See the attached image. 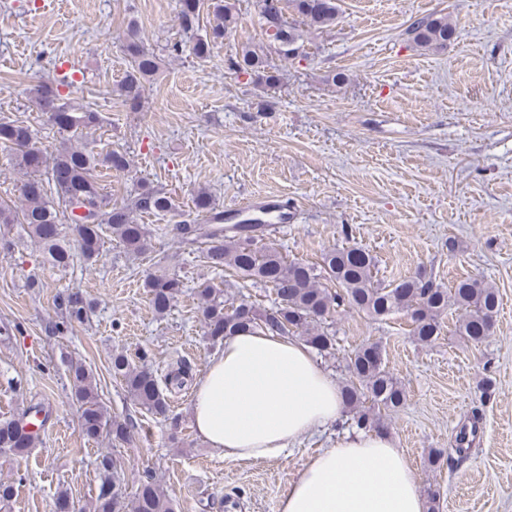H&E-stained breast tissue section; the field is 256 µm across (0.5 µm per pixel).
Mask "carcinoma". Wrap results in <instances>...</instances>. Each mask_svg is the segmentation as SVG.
I'll use <instances>...</instances> for the list:
<instances>
[{"mask_svg":"<svg viewBox=\"0 0 512 512\" xmlns=\"http://www.w3.org/2000/svg\"><path fill=\"white\" fill-rule=\"evenodd\" d=\"M264 41L246 45L230 61L237 74L254 75L267 85H274L278 75L271 71L267 50L279 46L285 58L305 56L303 35L288 25L284 11L289 9L305 24L317 30L336 24L337 0H261ZM209 17V30L195 39L192 53L210 57L214 44L224 40L238 20L236 4L230 0H180V21L184 33L199 27L202 12ZM456 29L446 14H428L413 20L406 34L424 50H442L453 39ZM129 68L119 84L121 96L130 108L137 109L142 88L159 70L153 53L142 45L135 26H130L126 46ZM35 103L52 126L61 132L78 133L98 123V113L91 107L78 108L51 83L35 89ZM0 144L14 151V165L23 174L21 196L23 207L16 211L0 203V224H20L39 245L47 264L66 270L74 261L92 263L100 253L101 235L107 231L128 254L140 257L150 248L147 225L139 223L142 214L169 212L171 199L143 183L132 203L116 205L107 201L93 176L99 168L124 172L129 168L125 154L111 150L96 152L86 148L64 149L47 159L36 145L29 127L13 121H0ZM195 209L205 214L206 223L184 221L176 231L185 243L206 240L204 252L207 266L232 268L247 280L272 289V306L260 308L247 300L236 302L224 297V291L208 282L196 288L205 334L218 343L239 332L303 335V341L319 354L327 356L336 350V336L326 322L340 308L362 311L374 319L395 313L407 314L412 322V335L423 345L441 334L442 316L454 307L460 312L455 334L478 343L491 335L499 307L498 291L478 277H466L452 287L444 288L425 272L404 277L385 285L375 279L376 261L362 247L335 248L324 254L322 263L310 265L302 260H289L277 248L262 243L267 225H224V212L216 208L208 191L199 190ZM154 311L166 313L181 294L184 282L175 273L160 268L143 282ZM64 309L62 321L55 324L61 333L73 323L88 319L94 300L77 289L57 296ZM380 345L359 348L347 362L349 379L341 386L345 412L359 429L382 427V414L397 411L406 400L403 384L386 369L378 355ZM149 354H139L134 363L126 354L112 355V374L120 378L130 399L140 408L164 416L169 410L167 391L184 384V374L161 379L147 364ZM72 394L79 405V417L85 436L97 440L106 435L113 444L131 441L133 425L118 417L110 418L101 405L94 377L84 366H69ZM479 417L473 416L470 427H462L455 437L457 457L462 461L476 437ZM30 421L21 416L0 421V458L3 461L36 447L40 431L27 429ZM100 484L93 512H174L152 472L146 471L134 492L128 493L118 474L117 459L109 451L99 454Z\"/></svg>","mask_w":512,"mask_h":512,"instance_id":"cac0c4a2","label":"carcinoma"}]
</instances>
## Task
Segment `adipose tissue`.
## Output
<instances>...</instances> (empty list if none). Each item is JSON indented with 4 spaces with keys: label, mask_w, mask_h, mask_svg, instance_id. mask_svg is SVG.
<instances>
[{
    "label": "adipose tissue",
    "mask_w": 512,
    "mask_h": 512,
    "mask_svg": "<svg viewBox=\"0 0 512 512\" xmlns=\"http://www.w3.org/2000/svg\"><path fill=\"white\" fill-rule=\"evenodd\" d=\"M342 411L336 383L310 347L271 333L226 337L191 407L199 435L241 461L278 458ZM278 512H425V503L411 463L387 433L358 430L309 458Z\"/></svg>",
    "instance_id": "ef3b65f1"
}]
</instances>
